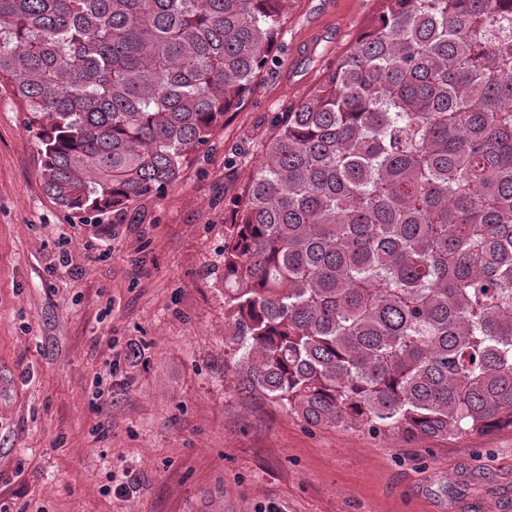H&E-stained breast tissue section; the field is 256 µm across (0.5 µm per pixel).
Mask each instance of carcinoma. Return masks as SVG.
<instances>
[{
	"mask_svg": "<svg viewBox=\"0 0 512 512\" xmlns=\"http://www.w3.org/2000/svg\"><path fill=\"white\" fill-rule=\"evenodd\" d=\"M290 0H0V92L65 210L172 185ZM278 123L222 251L243 390L313 426L512 429V0H378Z\"/></svg>",
	"mask_w": 512,
	"mask_h": 512,
	"instance_id": "1",
	"label": "carcinoma"
}]
</instances>
